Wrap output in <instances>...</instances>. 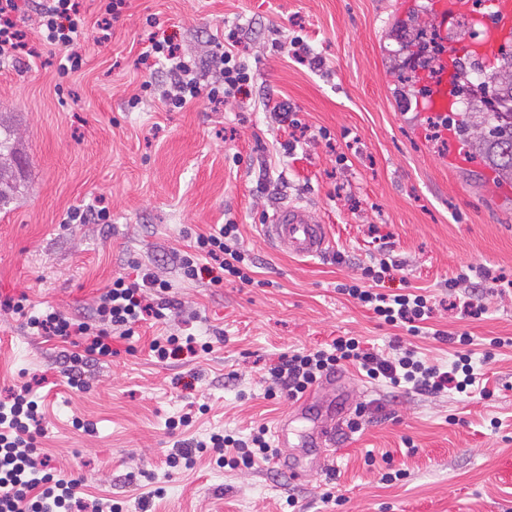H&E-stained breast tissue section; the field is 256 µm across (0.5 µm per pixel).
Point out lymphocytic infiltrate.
I'll return each instance as SVG.
<instances>
[{
    "label": "lymphocytic infiltrate",
    "instance_id": "obj_1",
    "mask_svg": "<svg viewBox=\"0 0 512 512\" xmlns=\"http://www.w3.org/2000/svg\"><path fill=\"white\" fill-rule=\"evenodd\" d=\"M14 4L15 0H0V65L13 64L24 54L39 58L44 46L51 45L66 51V61L59 68L60 78L78 71L84 61L85 28L78 0H42L35 10L36 34L32 37L17 27ZM241 44L238 28L229 29L223 46L211 54L203 67L196 58L182 52L170 36L152 32L143 42L138 61L148 70L158 64L167 65L169 80L159 92L167 110L184 108L202 95L217 107L229 103L241 106L254 81L253 73L240 58ZM238 234L239 226L232 220L198 234L189 251L177 257L183 278L196 281L206 274L214 285L228 277L252 283L256 261L238 248ZM398 266L389 252H382L376 262L363 268L361 281L341 285L340 291L373 311L385 324L416 336L434 316L431 299L413 292L386 294L376 289ZM167 290V283L147 270L132 278L119 276L97 296L94 321L49 312L29 317L27 326L38 335L64 342L75 336L83 338L81 353L69 354L70 363H97L112 357L113 338H131L141 322L163 317L170 307L165 298ZM347 362L358 365L370 379L418 393L440 394L452 389L462 392L477 379L470 355L463 352L444 371L423 362L414 350L406 348L395 357L386 358L364 348L352 336L336 337L312 351L281 355L266 371L274 388L298 399ZM43 433L38 402L29 386H22L0 402V512H119V504L112 501L79 497V480L48 472L36 445ZM266 434L262 427L245 439L216 433L209 439L187 444L169 464L192 468L197 454L206 451L215 454L217 464L232 467H249L259 459L270 461L278 451L272 448Z\"/></svg>",
    "mask_w": 512,
    "mask_h": 512
}]
</instances>
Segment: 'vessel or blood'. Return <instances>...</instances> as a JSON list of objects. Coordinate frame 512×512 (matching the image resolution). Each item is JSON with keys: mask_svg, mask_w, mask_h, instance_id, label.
Wrapping results in <instances>:
<instances>
[{"mask_svg": "<svg viewBox=\"0 0 512 512\" xmlns=\"http://www.w3.org/2000/svg\"><path fill=\"white\" fill-rule=\"evenodd\" d=\"M471 0H433V13L440 37H447L449 22L466 13ZM483 30L466 48L475 57L495 56L500 46L512 40V0H491L490 10L482 19ZM448 60L440 58L435 66L432 92L426 100L429 112L445 115L453 111L455 100L449 94ZM268 241L298 257L324 254L328 234L322 219L310 207L286 204L275 210L264 226Z\"/></svg>", "mask_w": 512, "mask_h": 512, "instance_id": "vessel-or-blood-1", "label": "vessel or blood"}]
</instances>
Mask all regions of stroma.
I'll return each mask as SVG.
<instances>
[{
    "label": "stroma",
    "instance_id": "1",
    "mask_svg": "<svg viewBox=\"0 0 512 512\" xmlns=\"http://www.w3.org/2000/svg\"><path fill=\"white\" fill-rule=\"evenodd\" d=\"M431 0H129L110 37L97 43L100 0H82L86 61L68 81L63 51L0 68V127L13 149L0 171L18 186L0 208V400L31 385L43 401L39 446L51 471L77 478L82 497L109 499L122 512H512V483L498 467L512 458V185L468 153L438 117L403 93L394 59L401 26L433 30ZM243 29V58L255 79L245 108L214 110L206 99L162 111L143 81L165 84L164 67L136 65L149 29L174 36L207 59L225 27ZM302 36L322 57L313 69L281 54L275 40ZM141 94L137 107L129 99ZM287 99L313 139L283 157L289 127L261 97ZM327 137H319V130ZM104 197L112 221L68 224V210ZM319 213L328 247L315 258L277 252L263 226L283 204ZM232 219L240 245L259 261V282L189 281L176 262L197 234ZM388 236L400 268L381 288L423 289L438 308L431 333L403 336L338 293L377 255L373 233ZM343 254L345 263L335 261ZM150 268L176 306L114 339V356L69 385L64 353L74 347L28 329L48 309L83 317L117 274ZM489 269L480 319L449 308L448 281ZM23 301L24 313L2 307ZM468 332L476 373L491 397L396 393L341 367L301 399L268 398L265 368L292 351L358 336L389 351L394 340L449 369L455 350L437 331ZM193 336L206 352L158 361L153 339ZM365 407L360 431L338 423L334 457L292 480L280 460L253 468L199 458L172 468L171 453L217 431L248 435L287 424L281 457H315L314 425ZM188 424H179L180 416ZM176 428H169V421ZM499 429H491V421ZM415 452H408L407 443ZM150 478H143L141 470ZM403 471L386 484L387 470Z\"/></svg>",
    "mask_w": 512,
    "mask_h": 512
}]
</instances>
